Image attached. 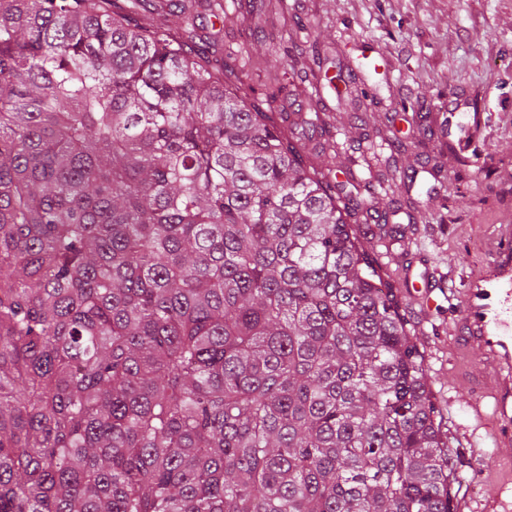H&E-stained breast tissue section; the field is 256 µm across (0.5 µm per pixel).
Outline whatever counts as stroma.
<instances>
[{
  "mask_svg": "<svg viewBox=\"0 0 512 512\" xmlns=\"http://www.w3.org/2000/svg\"><path fill=\"white\" fill-rule=\"evenodd\" d=\"M287 26L269 35L286 54L288 96L273 112L296 120L327 113L336 119V141L370 134L375 155L404 145L403 164L419 169L412 188L380 191L379 209L417 199V215L440 225L433 237L404 241L405 265L377 248L383 275L398 289L416 343L431 376V389L452 446L468 448L472 433L468 377L483 374L473 357L456 353V298L436 289V305L423 311L405 286L407 275L437 268L460 279L484 272L494 260L489 242L499 228L512 226V0H284ZM197 32L214 43L230 66L258 85L266 69L265 47L256 41L249 0H224L223 19L212 18L206 0H195ZM314 15L317 27L303 29L295 17ZM322 59L330 74L352 90L314 92L305 72ZM458 126L444 129L447 113ZM436 129L424 138L422 121ZM482 167L490 176L470 180Z\"/></svg>",
  "mask_w": 512,
  "mask_h": 512,
  "instance_id": "stroma-1",
  "label": "stroma"
}]
</instances>
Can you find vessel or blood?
Here are the masks:
<instances>
[{
    "label": "vessel or blood",
    "instance_id": "1",
    "mask_svg": "<svg viewBox=\"0 0 512 512\" xmlns=\"http://www.w3.org/2000/svg\"><path fill=\"white\" fill-rule=\"evenodd\" d=\"M495 264L486 274L472 277L458 296V332L478 362L493 372V380H474L473 389H488L491 411L479 403L470 409L475 420L488 426L496 446L512 445V231L502 230L491 243ZM512 487V474L498 491L488 493L473 512H503L502 493Z\"/></svg>",
    "mask_w": 512,
    "mask_h": 512
}]
</instances>
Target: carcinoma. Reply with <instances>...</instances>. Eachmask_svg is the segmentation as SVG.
I'll return each mask as SVG.
<instances>
[{"label": "carcinoma", "instance_id": "1", "mask_svg": "<svg viewBox=\"0 0 512 512\" xmlns=\"http://www.w3.org/2000/svg\"><path fill=\"white\" fill-rule=\"evenodd\" d=\"M175 7L0 0V512H455L364 245L434 227L335 191Z\"/></svg>", "mask_w": 512, "mask_h": 512}]
</instances>
